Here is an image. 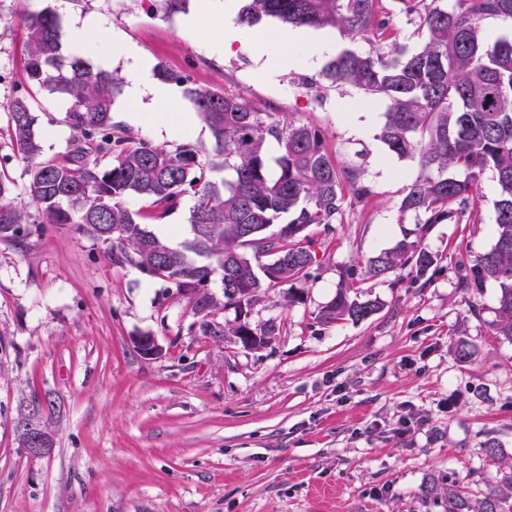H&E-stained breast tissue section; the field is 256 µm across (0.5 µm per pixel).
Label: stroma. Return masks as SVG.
<instances>
[{
	"mask_svg": "<svg viewBox=\"0 0 512 512\" xmlns=\"http://www.w3.org/2000/svg\"><path fill=\"white\" fill-rule=\"evenodd\" d=\"M28 7L59 14L67 53L76 19L97 20L86 56L120 76L128 62L114 32L152 65L320 126L340 164L359 166L370 195L331 227H309L317 261L298 284L300 301L275 286L252 310L253 325L280 326L258 350L202 335L175 289L112 264L76 225H44L22 248L0 244V512H444V498L424 489L449 479L480 497L499 462L512 463V343L491 332L498 290L462 282L495 240L493 174L467 222L427 231L432 267L369 278L368 259L415 227L399 205L416 167L377 138L385 100L302 81L319 79L343 50L370 51V42L273 19L267 31L297 37L271 41L269 51L304 63L266 74L250 51H217L219 12L187 30L200 0L173 13L151 12L148 0ZM19 10L17 0H0V157L26 207L27 164L13 153L5 106L30 97L45 156H62L71 131L63 99L28 79ZM125 110L117 96L118 128L170 149L184 143L176 128L132 122ZM345 282L379 311L359 323H318ZM142 333L164 357L133 349L131 336ZM462 340L472 351L465 362L455 354ZM45 394L54 410L34 411V396ZM32 411L55 435L51 456L29 457L20 445L18 423ZM490 438L495 462L485 454Z\"/></svg>",
	"mask_w": 512,
	"mask_h": 512,
	"instance_id": "1",
	"label": "stroma"
}]
</instances>
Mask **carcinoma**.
I'll return each instance as SVG.
<instances>
[{
  "label": "carcinoma",
  "instance_id": "carcinoma-1",
  "mask_svg": "<svg viewBox=\"0 0 512 512\" xmlns=\"http://www.w3.org/2000/svg\"><path fill=\"white\" fill-rule=\"evenodd\" d=\"M384 0H245L239 21L254 27L267 19L315 28H338L363 38L376 50L361 55L346 49L329 61L322 79L350 84L387 101L378 139L399 158L416 162L399 210L418 220L393 248L368 259L372 278L409 265L422 272L434 256L420 244L433 224L466 213L481 197L492 172L496 240L468 268L464 283L498 287L494 334L512 343V37L493 42L482 36L489 19L512 20V0H399L402 11L419 19L423 44L393 57L384 45L396 42ZM26 72L37 89L69 102L64 116L72 136L61 158L44 157L36 116L25 96L7 106L13 151L28 163L27 193L39 217L15 203L12 181L0 171V243L23 246L44 224H76L100 243L120 267L159 279L180 296L199 289L192 310L202 317L205 336H274L270 319L259 328L247 319L264 289L309 276L317 260L307 230L326 226L342 214L346 197L364 200L370 192L359 168L345 167L325 131L296 125L237 95L190 83L158 66L154 75L183 87L214 138L208 159L201 146L173 150L112 125V107L122 78L96 69L80 53L65 55L60 18L44 9L21 12ZM278 146L277 169H268L269 144ZM226 173L216 182L214 173ZM193 195L191 237L174 246L156 235L150 222L173 213ZM149 202L134 212L127 198ZM232 258L231 273L224 260ZM221 275L223 295L207 292ZM218 309L235 318L220 326L208 320ZM380 305L363 300L351 286L320 308L317 322H362ZM446 512H512V474L480 499L448 481Z\"/></svg>",
  "mask_w": 512,
  "mask_h": 512
}]
</instances>
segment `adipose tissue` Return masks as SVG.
<instances>
[{
  "instance_id": "ef3b65f1",
  "label": "adipose tissue",
  "mask_w": 512,
  "mask_h": 512,
  "mask_svg": "<svg viewBox=\"0 0 512 512\" xmlns=\"http://www.w3.org/2000/svg\"><path fill=\"white\" fill-rule=\"evenodd\" d=\"M223 13L226 18L224 51L230 52L237 48L253 50L256 56L262 57V67L266 70L293 65V58L280 59L267 55L268 35L243 29L234 23L236 0H223ZM126 56L130 61V78L126 87L129 117L145 125L172 123L187 135H198L199 129L194 118L185 112L171 89L149 79V59L132 47L127 48Z\"/></svg>"
}]
</instances>
